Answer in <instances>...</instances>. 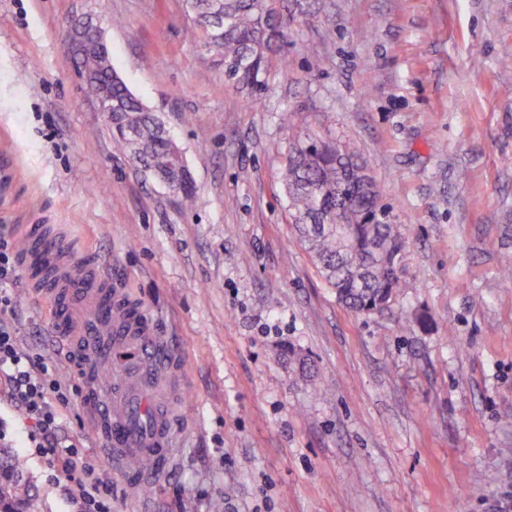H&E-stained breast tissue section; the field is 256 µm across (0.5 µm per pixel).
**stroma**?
<instances>
[{
	"instance_id": "35a3bbf8",
	"label": "stroma",
	"mask_w": 512,
	"mask_h": 512,
	"mask_svg": "<svg viewBox=\"0 0 512 512\" xmlns=\"http://www.w3.org/2000/svg\"><path fill=\"white\" fill-rule=\"evenodd\" d=\"M301 18L259 103L190 34L184 0H0V236L53 224L128 289L182 368L178 444L131 494L96 440L46 298L11 320L68 397L63 434L112 512H512V0H279ZM165 122L197 204L119 150L66 29ZM293 113L292 127L281 123ZM359 149L407 241L389 307L345 310L298 242L290 129ZM0 381V446L34 512H74Z\"/></svg>"
}]
</instances>
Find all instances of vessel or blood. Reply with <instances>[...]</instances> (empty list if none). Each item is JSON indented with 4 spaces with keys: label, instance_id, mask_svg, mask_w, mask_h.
<instances>
[{
    "label": "vessel or blood",
    "instance_id": "obj_1",
    "mask_svg": "<svg viewBox=\"0 0 512 512\" xmlns=\"http://www.w3.org/2000/svg\"><path fill=\"white\" fill-rule=\"evenodd\" d=\"M18 253L31 286L52 299L54 338L80 371L83 405L103 450L128 488L148 485L174 452L169 405L148 401L149 390L175 368L173 352L95 264L42 226L26 227Z\"/></svg>",
    "mask_w": 512,
    "mask_h": 512
}]
</instances>
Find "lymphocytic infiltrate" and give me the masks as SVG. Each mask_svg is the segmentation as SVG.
Wrapping results in <instances>:
<instances>
[{
  "label": "lymphocytic infiltrate",
  "mask_w": 512,
  "mask_h": 512,
  "mask_svg": "<svg viewBox=\"0 0 512 512\" xmlns=\"http://www.w3.org/2000/svg\"><path fill=\"white\" fill-rule=\"evenodd\" d=\"M19 281L8 240L0 238V376L7 378L11 396L24 411L23 420L33 433L37 452L46 457L65 455L78 474L73 495L77 512H112V489L100 482L93 466L83 461L78 448L63 440L59 406L68 399L40 358L22 350L9 321L13 290Z\"/></svg>",
  "instance_id": "1"
}]
</instances>
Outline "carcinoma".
Here are the masks:
<instances>
[{
    "label": "carcinoma",
    "instance_id": "cac0c4a2",
    "mask_svg": "<svg viewBox=\"0 0 512 512\" xmlns=\"http://www.w3.org/2000/svg\"><path fill=\"white\" fill-rule=\"evenodd\" d=\"M214 4L185 0L191 35L201 34L209 53L224 66L225 80L248 89L257 101L270 55L287 41L290 23L275 0ZM80 68L91 93L112 104L117 145L193 205L196 193L181 149L117 75L109 49L89 53ZM281 181L298 239L316 258L337 301L359 314L384 309L399 286L391 267L400 263L404 239L390 222L379 186L365 174L359 153L329 131H298ZM22 468L20 457L0 448V512H30L15 490Z\"/></svg>",
    "mask_w": 512,
    "mask_h": 512
}]
</instances>
